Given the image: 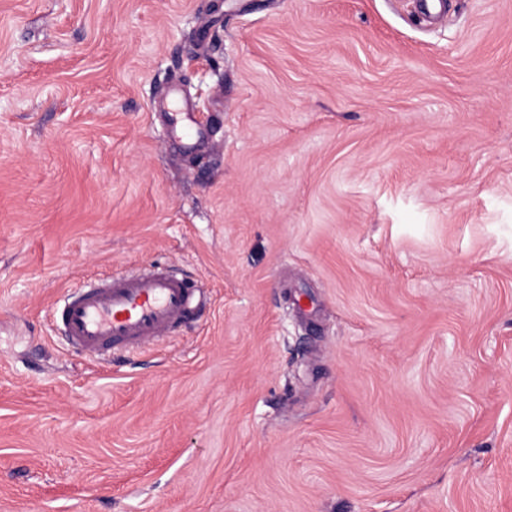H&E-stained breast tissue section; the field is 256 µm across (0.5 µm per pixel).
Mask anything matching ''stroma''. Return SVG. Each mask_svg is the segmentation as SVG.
I'll return each mask as SVG.
<instances>
[{
  "instance_id": "35a3bbf8",
  "label": "stroma",
  "mask_w": 512,
  "mask_h": 512,
  "mask_svg": "<svg viewBox=\"0 0 512 512\" xmlns=\"http://www.w3.org/2000/svg\"><path fill=\"white\" fill-rule=\"evenodd\" d=\"M0 512H512V0H0ZM172 105L175 112L171 113L170 121L179 128L188 141H193L199 136L193 113L179 105V97L176 92L172 93ZM196 290L165 269L116 276L76 288L56 314L63 335L79 352H130L171 334L189 316Z\"/></svg>"
}]
</instances>
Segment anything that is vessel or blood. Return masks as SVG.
I'll return each mask as SVG.
<instances>
[{"instance_id":"1","label":"vessel or blood","mask_w":512,"mask_h":512,"mask_svg":"<svg viewBox=\"0 0 512 512\" xmlns=\"http://www.w3.org/2000/svg\"><path fill=\"white\" fill-rule=\"evenodd\" d=\"M185 139L199 135L192 112L179 107L170 115ZM196 291L167 270L116 276L75 289L56 314L63 335L79 352L106 355L131 351L171 334L189 316Z\"/></svg>"}]
</instances>
